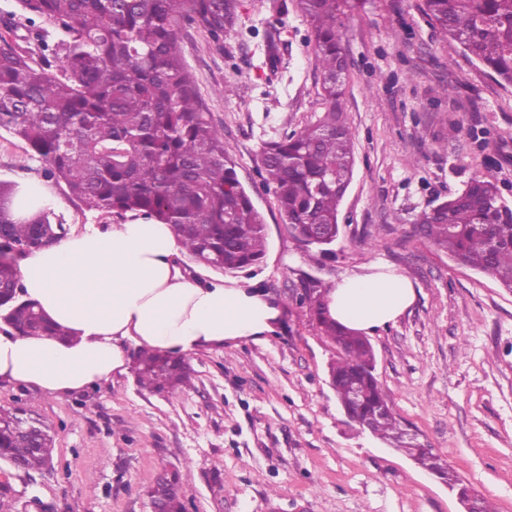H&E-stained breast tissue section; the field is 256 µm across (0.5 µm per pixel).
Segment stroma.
I'll return each mask as SVG.
<instances>
[{
    "instance_id": "obj_1",
    "label": "stroma",
    "mask_w": 512,
    "mask_h": 512,
    "mask_svg": "<svg viewBox=\"0 0 512 512\" xmlns=\"http://www.w3.org/2000/svg\"><path fill=\"white\" fill-rule=\"evenodd\" d=\"M287 2L280 14L272 0H239L221 39L191 27L181 41L266 224L263 262L235 280L286 302L282 328L191 355V386L171 393L142 390L131 373L62 399L1 383L0 407L30 410L54 441L44 470L0 461L9 512H36V499L45 512H151L145 487L175 468L188 471L185 512H462L447 485L350 421L329 384L340 350L307 296L371 264L395 266L416 290L368 336L393 413L496 512H512V291L415 229L423 209L481 176L512 205V86L432 27L423 0H345L354 177L336 241L308 257L259 163L264 142L322 112L309 26ZM42 176L28 147L0 130V179Z\"/></svg>"
}]
</instances>
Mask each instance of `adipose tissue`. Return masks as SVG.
I'll use <instances>...</instances> for the list:
<instances>
[{"label":"adipose tissue","instance_id":"1","mask_svg":"<svg viewBox=\"0 0 512 512\" xmlns=\"http://www.w3.org/2000/svg\"><path fill=\"white\" fill-rule=\"evenodd\" d=\"M183 253L172 225L130 215L105 229L84 225L22 257L24 298L65 333L22 336L0 329V382L31 383L61 398L128 374V343L189 356L275 334L279 303L232 281L187 279L179 266ZM415 298L404 273L364 267L328 289L326 314L369 334L395 322Z\"/></svg>","mask_w":512,"mask_h":512}]
</instances>
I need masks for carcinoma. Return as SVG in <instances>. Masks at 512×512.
I'll list each match as a JSON object with an SVG mask.
<instances>
[{
  "label": "carcinoma",
  "mask_w": 512,
  "mask_h": 512,
  "mask_svg": "<svg viewBox=\"0 0 512 512\" xmlns=\"http://www.w3.org/2000/svg\"><path fill=\"white\" fill-rule=\"evenodd\" d=\"M310 41L324 112L302 130L264 144L260 161L289 234L307 247L326 246L339 232V208L355 166L354 142L340 107L347 59L340 44L342 0H297ZM40 41L39 59L0 40V129L24 142L43 164L45 178L64 183L88 210L121 218L129 213L170 224L196 263L236 274L262 262L264 218L241 183L179 50L185 28L214 39L235 26L238 0H18ZM427 21L499 80L512 85V0H424ZM42 19L61 33L49 44ZM16 184L0 181V321L26 336L63 334L36 306L21 299L14 254L62 239L67 225L49 206L25 220L12 213ZM422 235L459 265L492 276L512 291V207L490 178L474 179L435 209L417 217ZM309 304L324 336L341 356L330 365L336 398L349 419V383L368 386L367 406L386 401L373 374L375 356L361 334L331 321L323 297ZM137 381L150 392L191 383L189 359L146 349ZM32 417L0 408V458L25 472L52 456L53 439L39 424L45 451L33 447ZM372 434L462 490L467 485L429 448L411 438L388 411ZM175 471L146 488L164 512H185Z\"/></svg>",
  "instance_id": "1"
}]
</instances>
